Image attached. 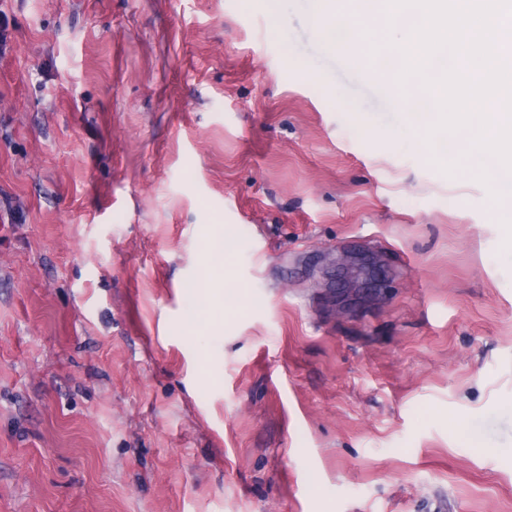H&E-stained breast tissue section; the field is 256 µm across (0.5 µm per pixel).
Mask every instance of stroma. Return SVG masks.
Here are the masks:
<instances>
[{"mask_svg":"<svg viewBox=\"0 0 512 512\" xmlns=\"http://www.w3.org/2000/svg\"><path fill=\"white\" fill-rule=\"evenodd\" d=\"M319 0H0V512H512V250Z\"/></svg>","mask_w":512,"mask_h":512,"instance_id":"35a3bbf8","label":"stroma"}]
</instances>
